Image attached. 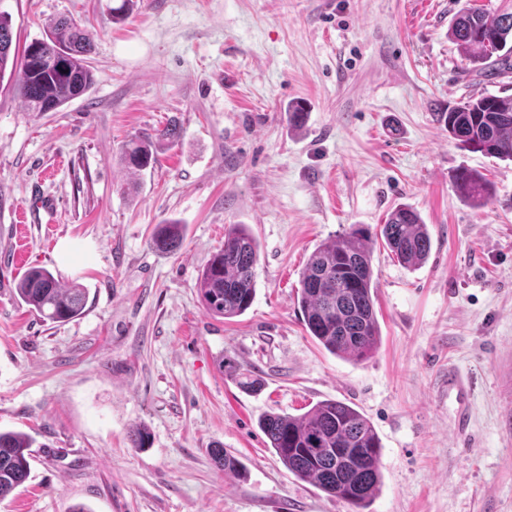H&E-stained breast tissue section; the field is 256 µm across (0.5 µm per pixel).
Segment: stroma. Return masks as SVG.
<instances>
[{"mask_svg":"<svg viewBox=\"0 0 512 512\" xmlns=\"http://www.w3.org/2000/svg\"><path fill=\"white\" fill-rule=\"evenodd\" d=\"M117 3L0 0L17 47L60 16L96 41L94 84L57 111H25L0 82V430L34 440L0 512H354L288 472L258 426L323 400L381 440L365 512H512V163L459 147L435 118L512 95V73L484 76L448 38L463 7L501 0H142L115 24ZM173 120L180 142L127 193L122 143ZM462 168L493 185L486 207L456 193ZM37 194L52 210L22 222ZM400 204L428 225L430 257L408 269L376 245L380 344L336 357L304 327L300 273L319 244L378 232ZM169 220L183 244L161 253L151 238ZM231 224L259 259L251 307L228 320L196 284ZM33 267L87 288L83 313L41 321L15 292ZM225 359L261 388L241 391ZM452 371L470 389L461 432ZM135 425L147 447H132ZM217 444L240 475L215 466Z\"/></svg>","mask_w":512,"mask_h":512,"instance_id":"1","label":"stroma"}]
</instances>
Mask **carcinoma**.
I'll list each match as a JSON object with an SVG mask.
<instances>
[{
    "mask_svg": "<svg viewBox=\"0 0 512 512\" xmlns=\"http://www.w3.org/2000/svg\"><path fill=\"white\" fill-rule=\"evenodd\" d=\"M139 0H121L112 8L111 20L124 21ZM490 13L482 8H464L456 16L448 37L465 54L479 53L487 59L503 51L512 53V0ZM13 33L9 16L0 13V81L8 79L25 111L57 110L87 93L95 81L87 65L96 45L92 33L58 19L43 39H34L22 51L11 53ZM53 58L60 67L30 71L24 60L31 49ZM448 135L465 149L500 161L512 162V97L487 94L471 97L436 113ZM180 137L176 122L153 136L135 137L122 148L120 163L130 184L136 176L157 163L156 144ZM458 194L476 207L488 205L493 196L484 176L461 170L455 178ZM183 240L182 225L162 224L154 245L173 252ZM408 267L422 265L431 250V237L420 213L407 205L394 209L380 229V236L355 228L337 239L319 245L310 255L300 278L298 297L309 335L330 353L360 362L369 358L380 343L379 324L372 295L371 258L377 242ZM259 244L245 224L225 229L224 247L207 260L197 281L201 301L215 317L231 319L246 312L256 293ZM18 299L42 320L64 323L80 315L87 289L60 281L48 269L27 270L16 286ZM225 375L246 391L259 385L249 370L233 362L221 363ZM259 427L289 472L329 496L363 508L382 485L381 444L370 420L342 401L320 402L300 416L271 413ZM32 439L23 433L0 431V500L25 483L31 472ZM215 465L226 473L242 469L241 462L222 447L211 449Z\"/></svg>",
    "mask_w": 512,
    "mask_h": 512,
    "instance_id": "1",
    "label": "carcinoma"
}]
</instances>
